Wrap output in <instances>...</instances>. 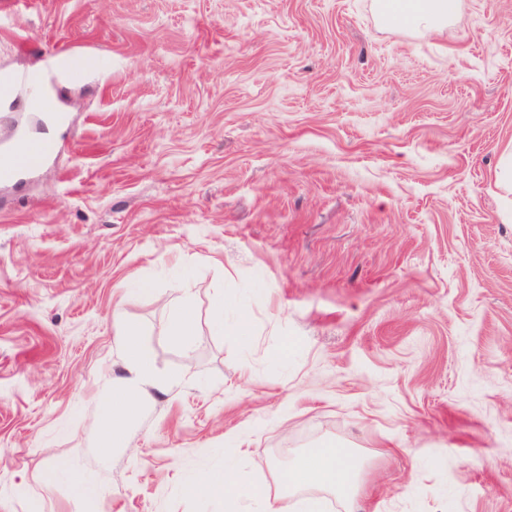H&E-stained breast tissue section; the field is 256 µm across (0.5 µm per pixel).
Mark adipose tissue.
<instances>
[{
  "label": "adipose tissue",
  "instance_id": "1",
  "mask_svg": "<svg viewBox=\"0 0 512 512\" xmlns=\"http://www.w3.org/2000/svg\"><path fill=\"white\" fill-rule=\"evenodd\" d=\"M372 10L387 28L414 34H439L456 17L460 0H372ZM116 336L129 374L120 393L102 399L99 447L109 455L112 443L120 439V423L139 412L149 399L150 390H165L170 380L157 374L151 353L138 341L130 326L117 329ZM277 492L245 485L237 461L225 460L223 468L191 473L185 480L188 493L223 502L226 512H236L241 498L257 502L260 512H325L329 498H336L344 512H359L363 490L362 465L351 448L321 444L305 449L289 464L271 461ZM291 508H284V500Z\"/></svg>",
  "mask_w": 512,
  "mask_h": 512
}]
</instances>
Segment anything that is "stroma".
<instances>
[{
  "instance_id": "stroma-1",
  "label": "stroma",
  "mask_w": 512,
  "mask_h": 512,
  "mask_svg": "<svg viewBox=\"0 0 512 512\" xmlns=\"http://www.w3.org/2000/svg\"><path fill=\"white\" fill-rule=\"evenodd\" d=\"M40 52L98 62L0 186V512H216L184 473L234 435L250 485L324 441L362 512H512V0L438 35L370 0H0V74ZM121 323L174 386L105 460ZM193 326L194 321L192 311L188 308L187 304H184L170 317V336L185 346L187 337L192 335ZM52 480L65 479L74 487L76 494L84 499H92L97 495V488L89 480L77 478L72 471L62 464H54L50 469Z\"/></svg>"
}]
</instances>
